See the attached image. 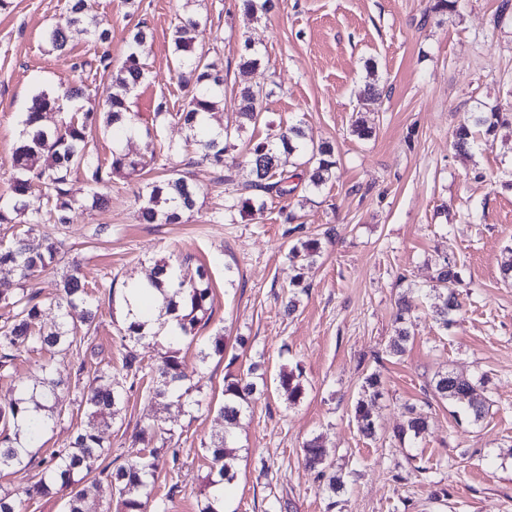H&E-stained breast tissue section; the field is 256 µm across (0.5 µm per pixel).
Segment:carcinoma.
<instances>
[{
    "instance_id": "1",
    "label": "carcinoma",
    "mask_w": 512,
    "mask_h": 512,
    "mask_svg": "<svg viewBox=\"0 0 512 512\" xmlns=\"http://www.w3.org/2000/svg\"><path fill=\"white\" fill-rule=\"evenodd\" d=\"M79 29L96 42L110 41V30L86 12L85 0H71L68 16L62 22L52 24L45 32L46 40L57 50H64L72 30ZM199 21L192 16L178 20L171 31L173 55L177 64L178 81L185 91L184 107L170 111L168 102L160 100L153 113L152 124L162 126L177 122L192 132L194 155L185 165L205 163L224 172V181L243 179L246 188L259 191L270 197L286 198L296 187L288 185L291 176L281 168L274 171L260 168L258 160L270 158L280 160L287 153L301 160L308 170L309 186L318 190L331 178L336 166L334 148L328 142L310 145L305 133L297 124L281 127L277 133L253 142L239 161L231 156L235 149L232 139L246 125L265 122L262 101L266 93L261 88L245 86L241 89L242 106L238 123L208 135L194 134V121L200 114L209 115L215 109V97L224 90L223 69L196 43ZM147 38L146 26L140 25L132 37L125 60L117 69H112V57L103 50L99 65L103 72L111 75V84L102 101L103 111L63 113L58 126L49 130L42 125L43 113L50 107L62 109L69 102L86 98L81 86H69L61 91H41L36 94L31 106L24 113L20 141L15 148L13 166L17 173L10 181L8 191L0 194V225L25 217L23 228L12 241L0 245V266L12 269L17 278V287L0 288V376L13 374L15 361L24 353L47 350L58 356L41 367V375L33 382H19L14 386V397L4 406L0 405V468L27 466L33 459L26 452L23 440L34 442L41 439L50 424L61 419L64 411L59 406L58 389L69 380H74L77 390L75 402L84 410L86 420L76 434L62 448L38 462L40 478L33 487L22 493L0 490V512H23L25 500L36 495L50 493L53 489L69 488L71 495L65 512H87L86 504L99 494L100 484L87 477L98 469L103 455V431L112 427L127 400V389L140 384L145 377L157 373L158 382L148 388L155 399H164L167 406L178 411L190 404L200 405L201 400L192 398L196 387L187 383L182 370L180 344L195 338L198 327L210 319V286L206 270L198 271L194 281H182L177 264L165 261L154 267L153 274L145 281L121 283V295L127 307L124 325L119 331V340L138 344L149 339L144 332V323L139 321L132 309L131 297L150 288L164 290L160 277L171 280L173 296L166 298V309L178 312L175 316L177 338L168 343L167 350L155 366L143 364V359L131 350L126 351L120 368L108 364L96 371L86 384H81L84 363L74 364L68 358L79 353L86 335L99 314V301L93 299L78 266H73L58 284V295L49 302L41 301L24 288L26 281L35 273L59 261L63 242L42 230L45 224L63 227L72 220V214L82 207L71 194L72 175L79 173L92 188L91 206L108 202L105 190L112 186L115 177H130L155 163V149H149V157L134 159L121 149L112 150L110 163L102 162L89 148L92 132L114 128L126 120L139 127L137 115L129 112L126 96L137 88L145 78L138 47ZM260 64L258 53L251 42H244L239 56V69L247 73ZM508 123L506 113L496 108L488 112H476L472 122L459 125L453 133V148L467 152L475 144L476 135L490 136L497 128ZM36 186L48 190L47 215L28 212L26 198ZM197 188L188 181L186 173L174 170L166 178L146 184L138 193L137 219L141 224H178L183 216L196 206ZM321 241L309 238L299 241L292 249V258L311 264L319 256ZM434 302L431 304L436 322L444 329L453 322V316L462 308L456 285L460 283L455 262L443 257L436 269ZM56 312V321L50 328L41 325L46 307ZM81 309V321L72 320V311ZM408 310L399 307L395 316L396 336L390 342V351L401 355L410 339L406 327ZM382 383L377 374L367 376L362 392L354 405V418L359 432L371 437L376 432L373 409L381 396ZM255 391L253 383L242 377L224 379V402L219 414L224 418L222 435L211 439L205 446L211 459V477L208 487L215 488L233 481L237 448L234 446L230 428L240 424L241 417L249 407L250 397ZM278 391L286 395L290 404L303 398L305 386L300 368L282 370L278 377ZM434 394L455 407L456 420L479 422L489 410L486 398L477 393L475 384L452 371L442 373L433 382ZM428 429L423 413L414 407L406 408L403 423L394 432L395 438L403 442L416 439ZM307 468L317 471L319 478L331 494L344 487V476L328 465L326 449L313 438L302 448ZM158 449L127 461L116 471L106 475L117 496V512H147L151 490L157 469Z\"/></svg>"
}]
</instances>
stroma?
<instances>
[{
	"label": "stroma",
	"instance_id": "obj_1",
	"mask_svg": "<svg viewBox=\"0 0 512 512\" xmlns=\"http://www.w3.org/2000/svg\"><path fill=\"white\" fill-rule=\"evenodd\" d=\"M9 2L0 10V193L12 176L21 119L34 93L71 84L105 91L110 79L93 61L106 49L120 66L138 23L151 33L139 49L146 79L129 94L128 108L144 127L160 99L179 110L184 92L170 37L178 17L187 15L199 19L198 43L224 69L213 127L234 122L240 86L270 92L263 102L268 124L246 126L237 150L265 138L270 126L295 123L307 142L335 147L333 176L320 190L298 179L287 199H266L264 208L230 221L224 199L240 188L205 164L189 169L199 198L179 224L136 219L137 192L161 169L114 178L109 204L97 208L88 207L90 190L73 175L71 191L83 207L61 234L63 258L26 288L53 299L56 282L79 260L101 304L78 355L87 369L121 364L124 310L109 298L112 278L144 280L157 262L175 258L183 278L196 279L203 269L211 287L210 321L180 346L184 371L206 405L181 413L135 389L105 433L104 466L139 455L135 429L153 428L156 446L166 429H175L180 462L171 466L160 455L150 503L199 512L211 466L204 446L224 431L218 415L224 378L248 373L259 394L233 431L238 463L228 512H269L274 504L280 512H327L323 483L302 463L301 448L315 437L346 481L334 512H512V284L500 271L502 251L512 246V125L465 156L451 145L453 130L471 113L495 105L512 113V10L500 13L502 0H459L449 16L433 12V0H279L252 19L241 0H87L90 14L111 21L109 46L75 31L61 53L45 42L44 31L66 17L69 0ZM247 41L261 65L245 74L238 62ZM80 60L86 68H77ZM371 79L380 95L367 102L361 92ZM359 117L374 128L372 138L353 133ZM186 136L170 123L124 149L142 154L151 142L178 163L190 152ZM284 207L301 233L285 224ZM101 225L111 235L94 237ZM329 228L335 234L328 239ZM302 233L320 238L322 250L299 271L288 251ZM445 255L457 261L463 304L446 330L434 323L428 297ZM297 276L302 282L294 293ZM401 299L411 307L413 337L397 356L389 342ZM219 334L224 355L202 358ZM295 367L304 372L305 395L291 405L276 378ZM447 370L483 378L480 391L490 408L479 424L456 423L451 406L434 397L433 381ZM373 373L384 390L374 411L377 433L367 438L357 429L354 404ZM74 397V388L60 391L69 414L43 435L36 459L64 447L83 421ZM409 405L430 427L402 444L393 431Z\"/></svg>",
	"mask_w": 512,
	"mask_h": 512
}]
</instances>
